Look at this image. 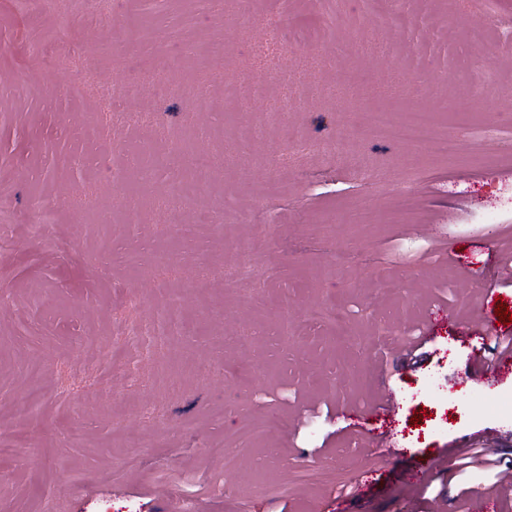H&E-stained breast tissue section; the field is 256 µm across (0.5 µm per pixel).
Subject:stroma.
<instances>
[{
	"label": "stroma",
	"mask_w": 512,
	"mask_h": 512,
	"mask_svg": "<svg viewBox=\"0 0 512 512\" xmlns=\"http://www.w3.org/2000/svg\"><path fill=\"white\" fill-rule=\"evenodd\" d=\"M482 0H343L325 23L318 0H252V16L276 30L287 52L256 63L251 42L215 0H122L111 19L91 0H0V512H164L177 494L193 512H465L472 488L496 492L493 472L465 463L472 447L512 458V419L495 403L512 392V374H470L477 346L466 324L512 307V51L472 27ZM153 36L134 42L132 23ZM85 37L71 68L47 64L43 42ZM226 47L209 58V36ZM192 45L178 60L157 55L156 39ZM297 70L320 95L303 99L290 122L311 140L349 133L351 162L329 164L292 153L272 162L275 131L254 125L275 95L267 66ZM248 71L255 95L235 99L224 69ZM364 72L357 96L326 91L340 73ZM432 73L437 84L408 96L382 93L388 74ZM92 84L89 100L71 85ZM202 82L231 120L216 137L238 144L209 191L152 224H113L112 250L96 247L98 220L117 209L107 183L114 146L83 166L78 129L105 121L89 112L101 87L139 81L126 111L153 113L157 126L210 122L187 102L158 95L161 75ZM440 111V133L464 139L453 157L392 139L372 128L367 109ZM498 125L496 138L482 136ZM411 185L410 222H399L395 190ZM52 224L35 231L38 202ZM372 209L368 224L346 223ZM490 210L496 222H485ZM244 235L263 240L237 279L222 257ZM454 261H445L443 247ZM335 278L321 276L328 264ZM214 268L210 287L193 285L195 267ZM168 280L186 306L183 330L155 348L147 330ZM395 280V293L381 280ZM449 316L429 327L424 304ZM287 313L290 340L276 323ZM415 323L425 342L405 354L399 333ZM142 334L131 345L130 325ZM43 391L32 416L19 404L31 384ZM398 398L378 428L395 435L393 456L376 457L352 417L384 392ZM427 425L415 424V417ZM431 464L424 486L404 470ZM374 479L336 502L356 476ZM229 493L213 489L226 473Z\"/></svg>",
	"instance_id": "35a3bbf8"
}]
</instances>
